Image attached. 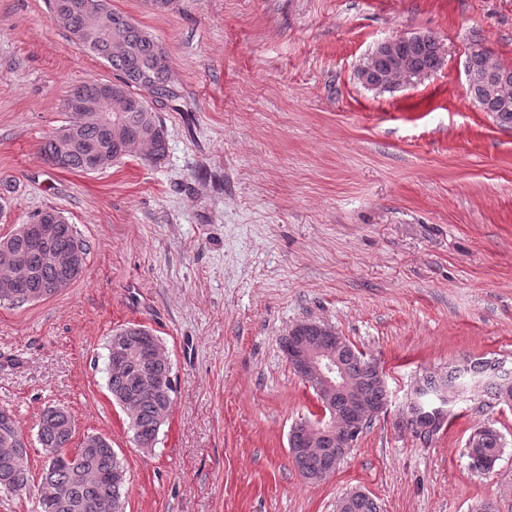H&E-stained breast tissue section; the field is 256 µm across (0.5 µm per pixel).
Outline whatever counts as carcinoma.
Instances as JSON below:
<instances>
[{"mask_svg": "<svg viewBox=\"0 0 512 512\" xmlns=\"http://www.w3.org/2000/svg\"><path fill=\"white\" fill-rule=\"evenodd\" d=\"M121 38L125 45L120 56H110L102 46L90 44L86 50L105 60L117 76L114 93L110 99H100L88 112L76 111L71 100L87 93L88 86H75L65 101L68 125L56 140L74 139L78 149L68 158L66 171L87 172V155L95 153L105 166L111 167L124 159L137 157L146 163H156L164 158L167 148V133L156 114L154 103L170 101L178 96L171 84L168 55L161 43L148 32L133 23L126 24ZM404 55L414 68L437 70L441 67L439 47L432 42H419L404 50ZM470 70L479 76L472 85L470 95L485 112H493L498 120L512 124V67L507 68L495 61L490 53H477L468 58ZM366 82L376 89L390 90L400 78L399 69L384 56L372 52L360 70ZM8 247L27 254L22 268L0 269V278H17L27 284V292L11 300L13 305L31 301L42 285L59 275L56 255L34 250L31 247L26 225H21L9 237L0 240V247ZM78 248L87 254L85 244L78 239L74 226L61 223V233L55 250ZM153 335L139 324H127L110 336L107 357L120 345L134 352ZM340 358L351 384L360 389L371 411L376 413L386 401L385 390L365 371L367 357L352 342L345 341L340 349ZM143 365L131 359L129 366L119 372H107V389L112 401L119 405L128 419L131 432H140L146 439L158 437L165 424L174 385L169 383L153 393L142 394L135 399L127 398L138 385ZM491 371L487 359H476L466 369L455 367L440 375L423 377V388L429 391L426 398H433L431 391L445 383L448 398H459L474 376L481 377ZM486 390L503 404H512V368H499L496 374L485 379ZM71 420L69 413L60 407L45 410L39 423L37 441L40 445L43 464L40 481L30 483L29 456L18 457L17 452L0 450V492L26 493L35 498L39 512H86L85 505L93 500L109 502L112 512H126V485L116 486L112 482L113 471L125 469L123 462L109 446L89 450L80 445L69 448L71 436H61L58 426ZM24 439L15 416L0 409V434ZM504 447L502 434L493 426L485 425L474 430L468 442V455H477L485 463L484 470L491 471L500 459ZM346 452L331 449L311 460L307 471L300 475L312 483L320 482L313 477L317 472H336ZM351 497L346 512H380L376 500L368 493L350 491ZM476 512H512V485L504 486L499 498L488 500Z\"/></svg>", "mask_w": 512, "mask_h": 512, "instance_id": "cac0c4a2", "label": "carcinoma"}]
</instances>
